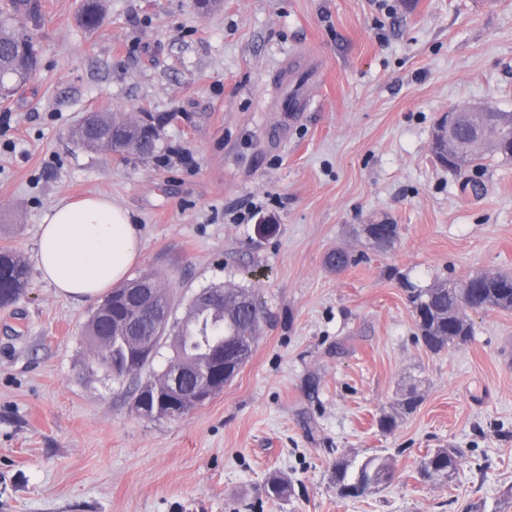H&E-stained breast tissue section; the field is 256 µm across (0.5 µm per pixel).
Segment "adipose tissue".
<instances>
[{
	"instance_id": "ef3b65f1",
	"label": "adipose tissue",
	"mask_w": 512,
	"mask_h": 512,
	"mask_svg": "<svg viewBox=\"0 0 512 512\" xmlns=\"http://www.w3.org/2000/svg\"><path fill=\"white\" fill-rule=\"evenodd\" d=\"M36 257L42 278L61 298L92 300L126 279L139 258V238L113 201L63 200L42 218Z\"/></svg>"
}]
</instances>
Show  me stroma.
Returning a JSON list of instances; mask_svg holds the SVG:
<instances>
[{"instance_id":"1","label":"stroma","mask_w":512,"mask_h":512,"mask_svg":"<svg viewBox=\"0 0 512 512\" xmlns=\"http://www.w3.org/2000/svg\"><path fill=\"white\" fill-rule=\"evenodd\" d=\"M39 3L37 73L0 98V248L31 266L0 308V512H512V311L433 353L403 290L512 272V162L450 171L430 150L454 107L512 112V0H106L93 29L77 0ZM296 57L313 85L292 117L271 83ZM89 112L161 118L156 152L76 146ZM87 195L128 210L131 278L185 302L254 291L250 360L185 417L137 414L139 377L84 340L95 301L35 266L43 215ZM385 220L381 250L358 230ZM336 248L356 258L338 273ZM412 383L421 405L381 431ZM434 448L461 449L454 483L419 479ZM375 454L392 482L340 496L337 457Z\"/></svg>"}]
</instances>
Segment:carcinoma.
Returning <instances> with one entry per match:
<instances>
[{"mask_svg":"<svg viewBox=\"0 0 512 512\" xmlns=\"http://www.w3.org/2000/svg\"><path fill=\"white\" fill-rule=\"evenodd\" d=\"M20 17L26 25L18 24ZM79 18L86 27H96L101 18L100 0H80ZM40 22L37 0H7L0 6V87L10 85L16 89L35 76L38 55L32 30ZM70 139L90 150L111 152L120 144L128 155L151 156L156 152L159 136H148L143 129L134 128L129 116L96 113L93 126L87 129L78 125L70 132ZM496 156L508 162L512 160V151L503 147L477 152L471 155L468 165H478ZM29 279L24 258L8 248L0 249V306L17 302L28 288ZM212 288L224 291V302L209 306L190 303L183 317L172 321H137L135 314L144 297L169 314L174 313L176 305L170 289L162 287L154 274H144L106 295L88 320L86 339L101 363L127 366L131 374L139 375L149 368L153 358L139 353L138 337H156L157 348L166 346L172 355L163 371L148 375L144 386L168 395L169 373L177 364L184 370L186 394L175 399L185 401L187 392L201 380L199 369L211 352L222 347L226 355H237L257 342L252 331L260 324L262 315L260 306L253 305V290L216 284ZM406 291L419 337L431 352L459 346L473 336V324L457 317L460 303L472 300L482 311L512 310V274L506 272H479L464 281L441 280L425 288L408 282ZM421 402L416 387L400 391L392 412L379 417V428L386 432L393 430L398 420L413 414ZM460 457L461 452L456 448H435L423 460L440 475V481L448 483L456 477ZM335 471L336 483L344 495L354 498L363 495L358 490L361 485L380 487L393 479V467L387 457L372 456L358 464L339 457Z\"/></svg>","mask_w":512,"mask_h":512,"instance_id":"obj_1","label":"carcinoma"}]
</instances>
